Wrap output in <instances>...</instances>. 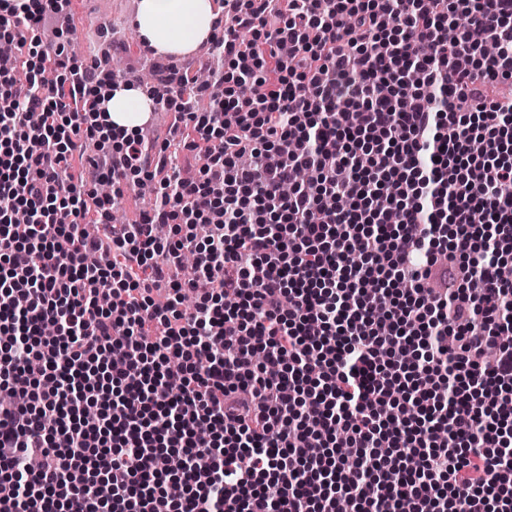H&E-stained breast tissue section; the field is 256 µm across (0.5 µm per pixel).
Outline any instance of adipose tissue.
Segmentation results:
<instances>
[{
	"mask_svg": "<svg viewBox=\"0 0 512 512\" xmlns=\"http://www.w3.org/2000/svg\"><path fill=\"white\" fill-rule=\"evenodd\" d=\"M216 17L213 0H141L135 25L158 53L184 54L211 36ZM105 108L107 124L130 136L148 119L151 103L140 90L120 86Z\"/></svg>",
	"mask_w": 512,
	"mask_h": 512,
	"instance_id": "obj_1",
	"label": "adipose tissue"
}]
</instances>
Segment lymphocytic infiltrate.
I'll list each match as a JSON object with an SVG mask.
<instances>
[{"label":"lymphocytic infiltrate","mask_w":512,"mask_h":512,"mask_svg":"<svg viewBox=\"0 0 512 512\" xmlns=\"http://www.w3.org/2000/svg\"><path fill=\"white\" fill-rule=\"evenodd\" d=\"M70 2L0 0V512H512V0H224L190 180ZM110 98L105 102L107 117L104 123L116 131L121 130L125 136H132L148 119L151 102L138 89L119 86L110 91ZM154 114L146 121L152 122ZM137 193L134 190L128 191L125 196L118 201L119 207L123 208L128 212L130 216L139 209L138 202L143 206L148 205L152 202L153 188L150 182L141 183L137 188ZM136 196L138 201L136 200Z\"/></svg>","instance_id":"f902f5d3"}]
</instances>
